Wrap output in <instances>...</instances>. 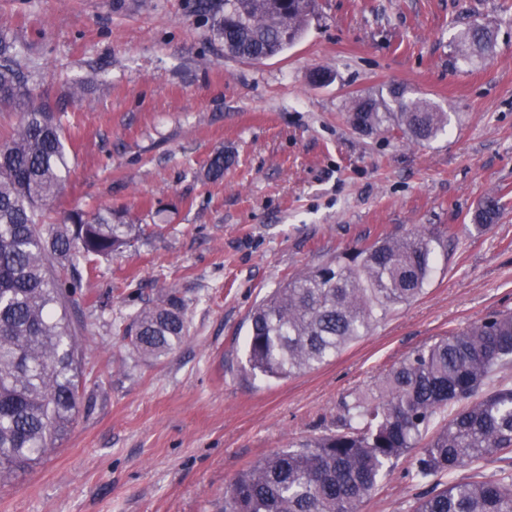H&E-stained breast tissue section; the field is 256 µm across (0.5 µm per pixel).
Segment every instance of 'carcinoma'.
<instances>
[{"mask_svg":"<svg viewBox=\"0 0 512 512\" xmlns=\"http://www.w3.org/2000/svg\"><path fill=\"white\" fill-rule=\"evenodd\" d=\"M315 0H195L224 53L274 57L302 36ZM475 25L457 42L470 62L492 48ZM35 60L0 29V112L19 114L0 141V482L25 473L55 450L82 404V350L69 308L82 271L130 244L141 228L110 209H74L42 222L70 172L62 115L36 91ZM368 98L351 113L362 130L396 131L417 143L448 127V113L405 96ZM216 151L206 175L224 174ZM499 199L475 211L478 227L496 222ZM441 239L431 231L387 236L295 273L248 314L246 374L285 380L338 356L371 326L415 300L435 265ZM188 331L185 304L171 290L130 317L122 332L139 357L157 361ZM512 312H493L423 345L374 387L341 402L336 430L289 444L242 470L224 492L223 512H356L384 468L409 461L408 475L431 487L413 512H512V470L489 474L482 462L512 453ZM455 405L443 422L439 415ZM468 468V477L455 473Z\"/></svg>","mask_w":512,"mask_h":512,"instance_id":"cac0c4a2","label":"carcinoma"}]
</instances>
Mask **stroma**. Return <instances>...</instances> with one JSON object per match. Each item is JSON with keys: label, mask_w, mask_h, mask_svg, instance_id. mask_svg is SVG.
<instances>
[{"label": "stroma", "mask_w": 512, "mask_h": 512, "mask_svg": "<svg viewBox=\"0 0 512 512\" xmlns=\"http://www.w3.org/2000/svg\"><path fill=\"white\" fill-rule=\"evenodd\" d=\"M474 23L495 46L467 65L454 44ZM1 26L66 113L48 221L110 207L142 232L83 278V407L0 484V512H214L246 465L335 428L413 349L512 311V0H317L303 38L261 62L225 55L194 0H0ZM394 85L448 113L446 132L355 129L358 100ZM218 150L234 161L212 181ZM490 195L504 212L475 229ZM417 227L455 238L415 301L314 371L243 377L245 318L286 276ZM172 288L188 334L138 358L122 329ZM423 491L400 465L357 512H410Z\"/></svg>", "instance_id": "obj_1"}]
</instances>
